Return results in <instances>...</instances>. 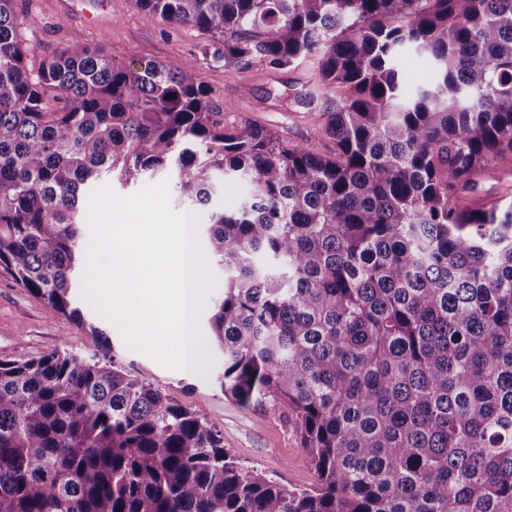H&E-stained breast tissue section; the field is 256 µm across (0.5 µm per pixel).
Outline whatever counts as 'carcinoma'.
I'll return each instance as SVG.
<instances>
[{
  "label": "carcinoma",
  "instance_id": "1",
  "mask_svg": "<svg viewBox=\"0 0 512 512\" xmlns=\"http://www.w3.org/2000/svg\"><path fill=\"white\" fill-rule=\"evenodd\" d=\"M135 2L226 67L318 58L331 147L224 129L192 61L116 68L76 35L34 69L0 0V273L104 336L70 295L90 194L175 172L224 267V395L289 420L314 483L241 468L107 352L53 351L0 360V512H512V204H461L512 168V0ZM408 55L438 82L406 92Z\"/></svg>",
  "mask_w": 512,
  "mask_h": 512
}]
</instances>
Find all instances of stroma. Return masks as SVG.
Wrapping results in <instances>:
<instances>
[{"instance_id":"stroma-1","label":"stroma","mask_w":512,"mask_h":512,"mask_svg":"<svg viewBox=\"0 0 512 512\" xmlns=\"http://www.w3.org/2000/svg\"><path fill=\"white\" fill-rule=\"evenodd\" d=\"M24 10L26 37L36 54L62 48L78 34L100 47L117 67L149 61L177 66L193 59L196 78L222 112L225 128L249 121L289 145L303 144L317 151L329 145L325 125L336 95L320 87L316 59L286 68L260 60L241 69L216 66L199 57L204 34L149 20L134 0H103L95 6L80 0L70 6L65 0H25ZM97 321L115 367L147 379L186 406H202L240 464L277 475L290 486L313 483L309 459L290 423L225 397L217 382L224 368L220 351H213L214 363L206 374L191 375L131 351L110 322ZM94 348L92 336L67 319L50 316L40 299L0 275V360L39 357L56 349L89 353Z\"/></svg>"}]
</instances>
